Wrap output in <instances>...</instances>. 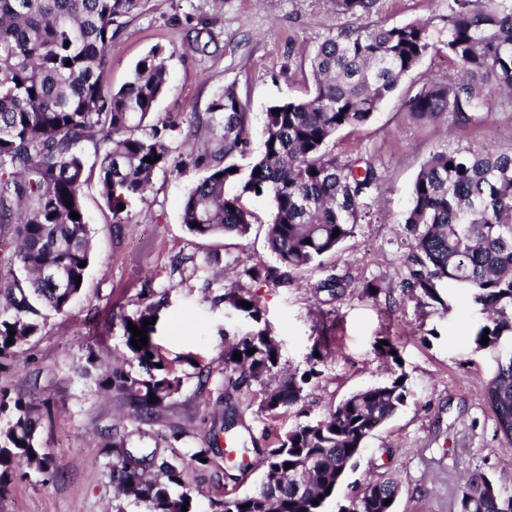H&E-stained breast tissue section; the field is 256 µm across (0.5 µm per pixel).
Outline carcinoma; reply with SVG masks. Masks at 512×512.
Here are the masks:
<instances>
[{
  "label": "carcinoma",
  "mask_w": 512,
  "mask_h": 512,
  "mask_svg": "<svg viewBox=\"0 0 512 512\" xmlns=\"http://www.w3.org/2000/svg\"><path fill=\"white\" fill-rule=\"evenodd\" d=\"M141 2L0 0V233L17 243L18 265L17 273L0 279V373L13 367L18 347L41 333L48 313H66L82 290L76 278H86L88 267L81 262H90L91 253L81 198L87 169L97 170L103 200L115 223L125 224L124 206L147 193L156 171L206 166L183 207V224L198 237L246 235L252 214L241 195L269 197L267 240L279 266L254 265L246 275L286 286L293 273L353 234L364 218L359 196L377 178L369 163L362 167L356 158L330 155L329 143L343 128L367 122L429 51L445 48L460 62L462 76L454 83L423 85L408 100L414 116L446 112L455 123H470L496 103L512 105V0H448L443 38L434 35L429 21L343 27L310 60L312 94L267 109L262 151L244 178L230 172L237 167L231 159L250 151L249 115L234 87L215 96L202 120L215 147L184 157L173 156L164 135L178 125L156 112L168 87L164 48L154 47L140 59L119 90L104 87L107 52L120 20ZM376 3L332 0L337 13L355 20ZM275 109L280 113L273 114ZM155 156L159 160L145 161ZM232 183L241 184V193L228 196L225 187ZM404 224L409 233L404 288L439 301V288L454 284L496 313L486 326L489 343L512 331V152L485 142L432 153L413 183ZM225 298L259 319L251 298L237 291ZM244 301L251 308H244ZM155 317L157 305L148 304L139 315L121 318L127 349L122 365L103 372L90 349L81 370L99 391L121 395L135 417L164 410L183 384L184 374L153 344L140 350L131 344L128 323L141 329ZM145 328L148 337L155 330ZM235 353L242 358L234 359ZM277 357V345L266 333L224 347V365L238 372V382L266 386L262 407L270 414L297 404L321 374L320 356L284 376ZM403 377L357 391L327 416L297 424L265 449L261 488L243 496L217 495L213 512H323L368 437L404 406ZM483 400L496 433L512 444L511 361L488 382ZM50 413L47 398L12 397L0 389V489L32 472L44 482L53 478L50 455L39 439ZM104 455L106 475L122 499L116 512H125V501L146 512H182L188 502L187 512H193L194 488L180 454L131 447L114 427L106 432ZM397 496L394 481L372 480L338 512H395L385 501ZM456 501L458 512H512V494L481 471L457 486Z\"/></svg>",
  "instance_id": "1"
}]
</instances>
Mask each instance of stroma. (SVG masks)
<instances>
[{
    "label": "stroma",
    "instance_id": "stroma-1",
    "mask_svg": "<svg viewBox=\"0 0 512 512\" xmlns=\"http://www.w3.org/2000/svg\"><path fill=\"white\" fill-rule=\"evenodd\" d=\"M447 9L448 0H378L364 22H434ZM348 23L330 0H144L123 19L102 79L108 88H120L149 50L164 47L170 88L157 111L179 118L181 132L172 142L178 154L189 151L195 123L213 98L234 86L249 112L250 153L236 159L246 171L261 151L268 107L306 96L302 63ZM456 72L445 53H429L371 120L337 133L329 151L343 159L362 157L377 172L361 195L366 218L336 251L297 272L286 287L243 274L255 264L276 263L266 240L268 197L245 198L255 216L246 236L200 238L187 231L182 212L203 167L156 172L147 195L129 200L124 224L114 223L97 178H89L82 187L91 232L84 289L67 313L50 315L41 335L22 345L18 368L0 374V387L11 395L52 399L53 417L39 438L56 477L46 483L35 474L11 480L0 490V512H113L114 492L103 469L104 428L119 425L131 446L172 449L187 458L228 432L224 420L230 417L235 425L228 433L245 449L250 471L225 484L219 453L207 468L187 472L197 491L196 512H212L214 495L241 496L259 486L262 453L276 437L390 379V367L375 350L382 338L401 356L407 402L367 439L325 512H337L366 481L379 477L399 484L396 512H456L457 484L476 470L512 493V445L496 433L482 396L500 361L512 353V333H503L498 347L478 346L487 315L461 289L442 286L433 302L403 288L404 218L423 162L436 151L487 141L512 151V111L500 106L484 113L477 126L454 124L445 115L410 114L407 102L426 80ZM330 276L346 283L342 295L320 289ZM370 281L377 293H365ZM232 290L252 296L260 322L225 301ZM148 300L159 305L152 341L160 356L176 369L191 362L195 370L165 411L135 419L126 416L120 398L100 393L78 369L91 348L106 357L124 354L120 318L136 316ZM259 326L275 340L286 370L305 367L314 347L325 346L320 377L298 404L274 415L262 410L259 386L224 394L225 342ZM202 372L209 376L204 384Z\"/></svg>",
    "mask_w": 512,
    "mask_h": 512
}]
</instances>
